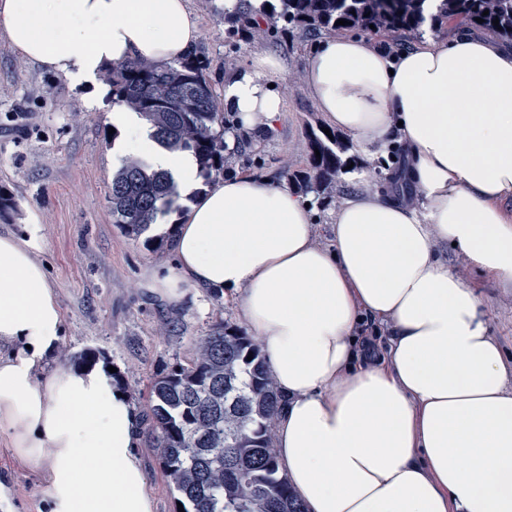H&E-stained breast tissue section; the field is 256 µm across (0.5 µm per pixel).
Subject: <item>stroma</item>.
Instances as JSON below:
<instances>
[{
	"mask_svg": "<svg viewBox=\"0 0 512 512\" xmlns=\"http://www.w3.org/2000/svg\"><path fill=\"white\" fill-rule=\"evenodd\" d=\"M190 6L204 30L197 49L207 59L214 90L223 93L225 76L246 65L252 46L227 38L219 19L223 0H190ZM262 46L288 61L287 71L271 79L284 102L282 118L273 129L252 135L244 150L226 162L224 173L262 174L287 187L291 174L307 166L305 125L319 115L302 73L314 43L295 37L266 40ZM113 108L107 96L98 109L88 110L63 77L18 56L0 38V187L15 200L13 210L0 214V233L40 242L37 257L49 267L64 318L58 361L98 351L128 388L146 393L159 374L193 351L216 317L234 325L240 319L233 302L212 291L190 293L175 311L149 289L147 271L168 264L172 252L166 243L131 239L112 220V174L129 155L109 132ZM349 154L356 167L369 172L372 185L406 196V187L391 179L406 161L402 143H394L385 160L365 158L354 148ZM439 253L449 271L475 290L490 334L512 357V284L482 274L455 249L443 247ZM136 452L156 512H174L175 493L147 436H140ZM0 485L8 491L0 512H40L42 480L17 464L2 439Z\"/></svg>",
	"mask_w": 512,
	"mask_h": 512,
	"instance_id": "obj_1",
	"label": "stroma"
}]
</instances>
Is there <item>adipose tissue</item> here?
Here are the masks:
<instances>
[{
	"mask_svg": "<svg viewBox=\"0 0 512 512\" xmlns=\"http://www.w3.org/2000/svg\"><path fill=\"white\" fill-rule=\"evenodd\" d=\"M0 34L93 110L107 66L174 62L202 29L190 0H0ZM286 66L258 49L225 79L243 127H274L283 101L267 79ZM303 76L362 155L405 143L416 200L350 172L325 246L307 197L261 175L219 179L177 223L150 226L174 256L150 286L175 309L193 289L234 294L282 400L273 446L306 512H512V363L436 251L455 244L512 279V50L462 24L396 53L341 33ZM110 120L181 188L196 183L190 154H155L123 109ZM38 248L0 234V437L42 475L45 512H155L129 396L106 364L55 359L63 314Z\"/></svg>",
	"mask_w": 512,
	"mask_h": 512,
	"instance_id": "1",
	"label": "adipose tissue"
}]
</instances>
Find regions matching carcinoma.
<instances>
[{
    "label": "carcinoma",
    "instance_id": "cac0c4a2",
    "mask_svg": "<svg viewBox=\"0 0 512 512\" xmlns=\"http://www.w3.org/2000/svg\"><path fill=\"white\" fill-rule=\"evenodd\" d=\"M237 0L224 10L228 36L240 41L269 34H333L345 30L423 33L446 21H459L512 40V0ZM489 14H484V11ZM262 15L270 27L262 26ZM483 22H477V19ZM349 21L346 26L336 21ZM499 20V26L492 24ZM207 63L195 53L158 65L129 60L106 73L112 102L136 113L151 138L168 152L185 151L200 171L224 170L230 126L206 75ZM309 166L294 176L304 195L330 194L347 168L343 138L322 125L309 127ZM171 174L139 158H127L112 175L109 199L113 223L138 239L179 199ZM280 397L259 347L241 328L219 316L192 355L152 383L145 421L169 483L184 512H304L280 472L272 425Z\"/></svg>",
    "mask_w": 512,
    "mask_h": 512
}]
</instances>
